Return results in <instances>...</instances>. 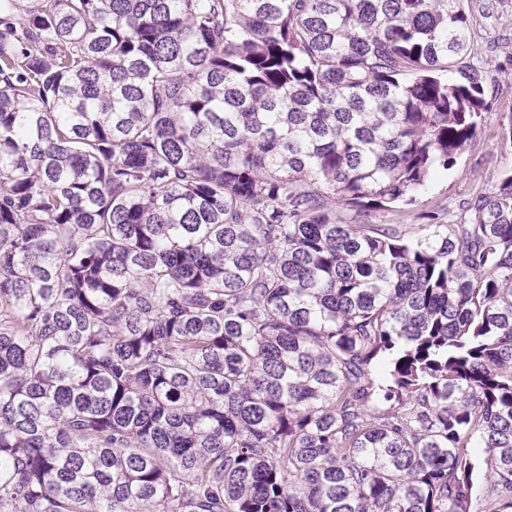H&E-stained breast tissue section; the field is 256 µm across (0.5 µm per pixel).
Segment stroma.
<instances>
[{
	"label": "stroma",
	"mask_w": 512,
	"mask_h": 512,
	"mask_svg": "<svg viewBox=\"0 0 512 512\" xmlns=\"http://www.w3.org/2000/svg\"><path fill=\"white\" fill-rule=\"evenodd\" d=\"M471 65L484 79L489 109L482 115L476 138L457 164L436 174L417 195L409 211L372 212L371 224H404L418 232L426 216L440 223H459L468 203L488 193L503 173L512 170V149L501 139L504 114L512 113V0H469Z\"/></svg>",
	"instance_id": "35a3bbf8"
}]
</instances>
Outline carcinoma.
Masks as SVG:
<instances>
[{"label":"carcinoma","mask_w":512,"mask_h":512,"mask_svg":"<svg viewBox=\"0 0 512 512\" xmlns=\"http://www.w3.org/2000/svg\"><path fill=\"white\" fill-rule=\"evenodd\" d=\"M465 2L0 0V512H512Z\"/></svg>","instance_id":"1"}]
</instances>
